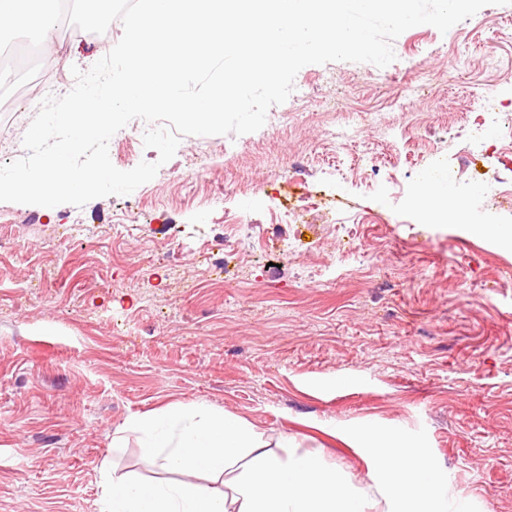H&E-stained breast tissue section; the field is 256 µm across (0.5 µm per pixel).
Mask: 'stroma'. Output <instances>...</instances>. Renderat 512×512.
<instances>
[{
  "label": "stroma",
  "instance_id": "obj_1",
  "mask_svg": "<svg viewBox=\"0 0 512 512\" xmlns=\"http://www.w3.org/2000/svg\"><path fill=\"white\" fill-rule=\"evenodd\" d=\"M456 35L463 72L448 56ZM393 49L383 81L369 63L303 67L296 117L279 104L258 131L183 137L129 197L0 202V512H98L105 459L168 479L135 439L116 448L112 435L193 402L294 438L357 482L368 453L336 431L399 425L472 512H512V251L467 230L512 224V154L466 149L472 92L512 116V5L446 34L410 28ZM409 56L428 93L410 90ZM100 57L93 43L63 59L44 49L31 75ZM345 112L379 120L331 139ZM109 156L126 171L158 153L128 126ZM427 168L454 171L465 221L436 224L414 206ZM280 202L306 208L305 223L284 220ZM230 213L253 223L232 257ZM63 224L85 225L88 240L59 246Z\"/></svg>",
  "mask_w": 512,
  "mask_h": 512
}]
</instances>
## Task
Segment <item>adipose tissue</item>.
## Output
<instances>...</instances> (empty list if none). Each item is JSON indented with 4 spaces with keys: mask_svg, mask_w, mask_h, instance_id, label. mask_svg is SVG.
I'll use <instances>...</instances> for the list:
<instances>
[{
    "mask_svg": "<svg viewBox=\"0 0 512 512\" xmlns=\"http://www.w3.org/2000/svg\"><path fill=\"white\" fill-rule=\"evenodd\" d=\"M420 185L416 205L425 216L463 217L442 173L424 171ZM130 437L179 478L145 481L102 460L99 512H469L448 470L404 442L395 425L364 421L343 433L344 443L370 455L366 485L323 455L299 452L293 440L203 402L129 418L112 441ZM201 473L223 477V489L196 483Z\"/></svg>",
    "mask_w": 512,
    "mask_h": 512,
    "instance_id": "obj_1",
    "label": "adipose tissue"
}]
</instances>
